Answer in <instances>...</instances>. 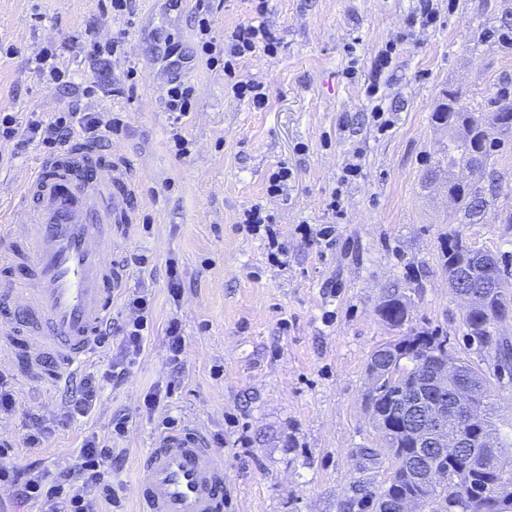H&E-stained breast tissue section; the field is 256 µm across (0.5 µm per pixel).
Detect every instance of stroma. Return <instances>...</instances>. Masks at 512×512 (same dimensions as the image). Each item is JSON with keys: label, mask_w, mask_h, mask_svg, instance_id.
Returning <instances> with one entry per match:
<instances>
[{"label": "stroma", "mask_w": 512, "mask_h": 512, "mask_svg": "<svg viewBox=\"0 0 512 512\" xmlns=\"http://www.w3.org/2000/svg\"><path fill=\"white\" fill-rule=\"evenodd\" d=\"M257 0H222L211 35L253 20ZM429 25L414 18L416 0H267L277 54L261 51L240 66L263 79L268 102L255 109L228 91L222 68L200 50L192 22L197 0H135L133 16L109 0H0V110L26 124L75 104L123 122L113 158L129 163L134 224L115 252L127 277L123 291L148 289L154 327L124 383L106 387L91 417L60 428L46 447L21 441L27 413L54 418L61 391L16 374L14 412L0 416V437L16 443L13 461L53 471L72 461L82 438L107 435L116 414L130 418L116 447L125 451L124 512H138L135 473L164 416L224 437V512H363L351 499L377 490L391 460L365 404L372 352L398 339L378 314L387 290L409 299L414 329L448 339V350L491 374L485 349L463 337L462 311L442 268L441 247L461 234L471 247L512 265V144L487 214L476 224L450 216L445 181L422 176L448 142L432 122L448 88H462L469 107L512 90V0H437ZM119 41L108 59L110 82L94 88L92 42ZM393 46L379 80L390 131L370 120L365 87L379 52ZM67 71L66 92L40 79V57ZM357 62L355 78L346 68ZM193 88L192 110L174 121L164 98L173 76ZM188 143L179 153L175 136ZM42 146L0 140V205L46 155ZM358 157L361 171L344 167ZM291 176L283 193L267 191L279 168ZM339 197L340 213L328 204ZM259 204L271 214L285 250L271 259L265 232L240 230ZM309 232H302V225ZM335 229L333 245L318 240ZM147 259L130 264L131 254ZM175 274H168V267ZM182 288L169 293L171 280ZM179 318L184 363L166 360L165 328ZM167 397L146 414L143 397L156 385ZM379 452L376 462L363 449Z\"/></svg>", "instance_id": "obj_1"}]
</instances>
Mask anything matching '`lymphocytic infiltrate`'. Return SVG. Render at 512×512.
<instances>
[{
	"instance_id": "f902f5d3",
	"label": "lymphocytic infiltrate",
	"mask_w": 512,
	"mask_h": 512,
	"mask_svg": "<svg viewBox=\"0 0 512 512\" xmlns=\"http://www.w3.org/2000/svg\"><path fill=\"white\" fill-rule=\"evenodd\" d=\"M280 45L273 30L266 23L253 21L240 24L224 38V74L230 80L234 98L260 108L266 105L265 84L254 77L240 78L236 70L246 56L263 51L276 53ZM119 119H104L98 112H86L69 106L67 112L49 119L36 118L19 128L12 115H0V139H18L20 144L41 142L50 149L65 147L74 137L100 145L106 143L108 133L117 131ZM125 308L129 316L120 322H107L100 331V349L116 348L115 359L103 371L88 370L80 374L60 408L64 420L89 417L97 406L104 384L123 381L139 362L153 330V304L149 294L138 290L129 294ZM130 419L125 415L113 417L110 438L98 434L85 435L72 463L50 475L38 467L24 469L7 461L13 450L10 441L0 440V484L16 487L19 498L29 505L31 512H98V501L112 507L121 505V489L112 481L113 473L122 470L124 458L112 446L128 430Z\"/></svg>"
}]
</instances>
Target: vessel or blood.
Wrapping results in <instances>:
<instances>
[{
  "label": "vessel or blood",
  "instance_id": "1",
  "mask_svg": "<svg viewBox=\"0 0 512 512\" xmlns=\"http://www.w3.org/2000/svg\"><path fill=\"white\" fill-rule=\"evenodd\" d=\"M133 189L126 167L79 142L40 159L17 189L25 222L0 211V241L18 280L0 281V326L15 330L9 357L35 380L71 385L97 354L126 278L112 255L126 240ZM141 512H224V462L186 426L155 437L138 465Z\"/></svg>",
  "mask_w": 512,
  "mask_h": 512
}]
</instances>
